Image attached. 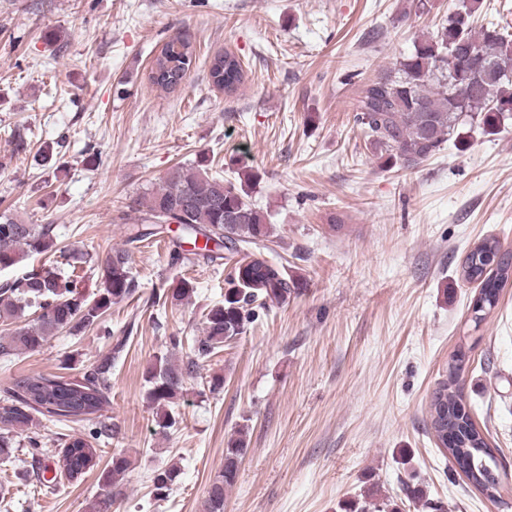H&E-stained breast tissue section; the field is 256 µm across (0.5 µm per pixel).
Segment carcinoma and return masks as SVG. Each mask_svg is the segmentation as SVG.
<instances>
[{
	"mask_svg": "<svg viewBox=\"0 0 512 512\" xmlns=\"http://www.w3.org/2000/svg\"><path fill=\"white\" fill-rule=\"evenodd\" d=\"M483 2L462 0L436 37L416 41L410 54L394 68L365 83L355 104V118L382 166L398 163L413 170L451 139L466 144L468 128L476 125L493 135L512 119V39L483 15ZM192 60V41L178 34L154 58L149 80L166 92L173 91L186 77ZM214 60L222 67V78L214 85L233 92L245 82L246 72L236 54L226 51ZM219 74L210 70L212 78ZM254 183L255 175L249 170L243 171L240 183L235 184L210 176L202 168L178 165L159 188L136 201L140 216L129 227L128 242L157 236L164 231L166 215L175 212L182 233L213 242L211 248H197L202 259L231 265L224 301L205 313L204 336L196 341L186 365L179 368L165 357L147 369L152 406L162 409L173 402L182 393L184 376L193 374L200 361L243 334L268 304L283 303L297 290L299 279L288 275L284 266L250 254L252 249L265 247L273 236L266 216L247 200ZM55 245L53 225L26 224L10 213H0V270L30 254H47ZM460 274L465 281L478 284V294L470 305L471 321L478 326L497 308L502 288L512 280V253L501 251L496 238H485L466 254ZM103 279L104 288L92 299L50 270L32 271L1 284L0 319H15L27 308L33 309L35 318L0 337V357L7 360L16 351H35L59 332L77 335L100 325L113 304L135 291L127 250L118 249L109 256ZM193 293L192 282L184 279L172 290L170 299L182 303ZM465 360L466 353L458 351L448 363L447 377L432 393L431 433L467 484L503 506L493 477L499 459L485 432L471 420L464 401L460 379ZM111 375L112 356L108 355L79 379L44 374L14 379L0 389V429L25 432L37 416L56 422H85L88 432L76 440L66 438L57 450L45 447L36 435L28 437L27 448L35 463L57 452L56 481L71 478L74 465L92 469L91 461L102 452L101 440L112 438L113 429L101 414L111 390ZM245 437L241 427L224 448V466L210 480L206 512H224V492L236 482L237 462L246 451ZM130 467L126 453H112L100 474L99 492L86 512H112ZM180 475L175 464L154 470V497H168Z\"/></svg>",
	"mask_w": 512,
	"mask_h": 512,
	"instance_id": "1",
	"label": "carcinoma"
}]
</instances>
